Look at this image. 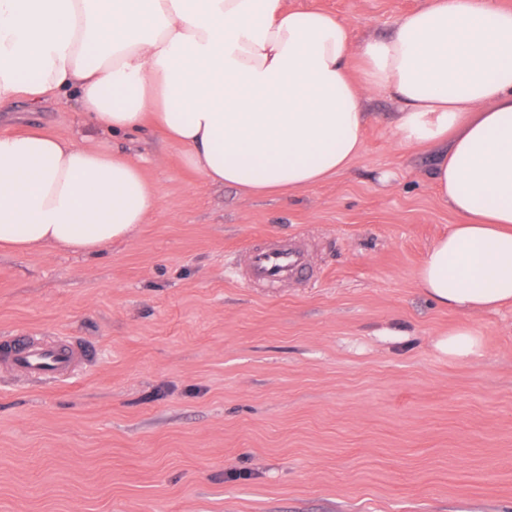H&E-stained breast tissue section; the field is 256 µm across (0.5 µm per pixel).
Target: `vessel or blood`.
<instances>
[{
  "label": "vessel or blood",
  "instance_id": "b4317fda",
  "mask_svg": "<svg viewBox=\"0 0 512 512\" xmlns=\"http://www.w3.org/2000/svg\"><path fill=\"white\" fill-rule=\"evenodd\" d=\"M245 268L249 283L262 288L298 280L309 273L303 255L284 241L250 247ZM91 355L87 348L76 350L62 343L41 342L20 335L0 352V363L29 376L63 377L70 373L76 360H86Z\"/></svg>",
  "mask_w": 512,
  "mask_h": 512
}]
</instances>
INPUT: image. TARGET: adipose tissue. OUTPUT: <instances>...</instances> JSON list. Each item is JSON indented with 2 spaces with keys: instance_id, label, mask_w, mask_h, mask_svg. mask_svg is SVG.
<instances>
[{
  "instance_id": "1",
  "label": "adipose tissue",
  "mask_w": 512,
  "mask_h": 512,
  "mask_svg": "<svg viewBox=\"0 0 512 512\" xmlns=\"http://www.w3.org/2000/svg\"><path fill=\"white\" fill-rule=\"evenodd\" d=\"M68 90L97 128H153L203 179L254 196L346 171L366 100L389 93L398 142L438 148L431 179L459 218L419 287L461 313L512 302V10L494 0H427L357 44L285 0H0V106ZM159 206L129 156L0 136V249L94 255Z\"/></svg>"
}]
</instances>
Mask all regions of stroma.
I'll use <instances>...</instances> for the list:
<instances>
[{"mask_svg": "<svg viewBox=\"0 0 512 512\" xmlns=\"http://www.w3.org/2000/svg\"><path fill=\"white\" fill-rule=\"evenodd\" d=\"M426 0H286L383 37ZM361 155L287 195L203 180L152 129L89 134L74 97L0 112L137 160L160 198L90 256L0 250V347L25 332L95 352L61 380L0 369V512H512V305L465 316L416 272L457 218L433 149L370 97ZM302 246L312 276L252 288L250 245ZM483 348L439 353L460 325Z\"/></svg>", "mask_w": 512, "mask_h": 512, "instance_id": "obj_1", "label": "stroma"}]
</instances>
